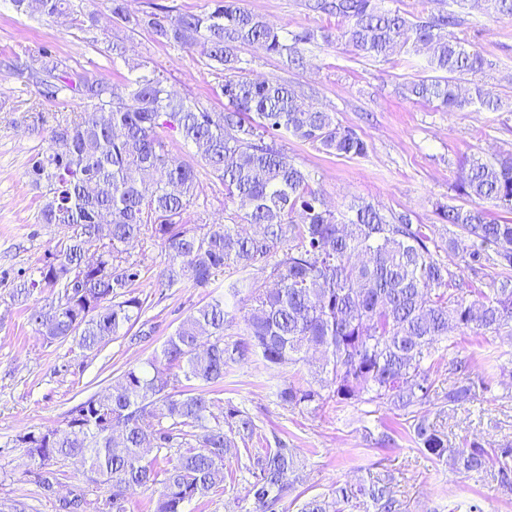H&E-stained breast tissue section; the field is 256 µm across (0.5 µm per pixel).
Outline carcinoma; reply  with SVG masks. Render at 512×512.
Returning <instances> with one entry per match:
<instances>
[{
  "label": "carcinoma",
  "mask_w": 512,
  "mask_h": 512,
  "mask_svg": "<svg viewBox=\"0 0 512 512\" xmlns=\"http://www.w3.org/2000/svg\"><path fill=\"white\" fill-rule=\"evenodd\" d=\"M11 2L18 13L35 3L46 17L68 13L84 23L76 0ZM468 2L512 17V0ZM212 3L204 14L138 19L125 13L123 0H112L111 12L132 31L147 25L169 46H202L209 66L222 73V112L172 97L153 72L129 79L121 95L86 75L69 74L60 61L44 62L38 71L28 64L18 69L39 82L47 100L68 92L86 100L75 118L51 127L50 147L32 157L28 170L44 189L40 223L72 229L38 276H21L13 285L17 299L38 288L57 291L28 317L45 342L71 339L93 352L131 333L137 341L152 336L151 327L134 331L145 299L134 289L141 268L129 253L146 238L164 251L160 280L167 288H208L226 271L250 274L241 338L224 341L232 320L224 298L213 297L179 323L147 366L124 371L105 393L76 407L64 427L20 436V447L39 461L37 484L54 494L59 478L48 465L78 458L89 482L107 486L106 496L91 499L76 485L58 500L57 512H129L128 493L136 486L161 485L155 512H183L185 503L217 494L224 489V452L248 445L258 426L232 406L223 420H212L210 387L231 365L259 355L294 370L279 389L282 405L386 403L404 412L427 458L449 461L461 473L490 471L512 493L511 443L453 446L421 411L434 388L423 362L450 329L476 335L512 329V224L492 221L480 208L438 206L441 223L472 241L462 257L471 272L464 281L438 259L454 238H437L409 215L387 214L366 202L353 205L348 218L328 210L283 141L345 157L365 155L366 141L288 84L248 77L236 53L241 45L256 46L292 69L302 62V46L318 40L343 41L374 59L421 45L427 75L404 86L403 96L435 102L445 112H463L476 102L497 112L502 101L492 91L478 86L473 97L459 91L457 81L479 76L485 65L450 31L461 19L446 12L413 20L382 7L381 0H306L310 11L334 16L342 27L334 34L305 29L287 39L238 0ZM170 131L196 146L206 172L224 186V202L244 210L251 232L241 234L235 224L206 230L187 223L199 171L169 156ZM455 188L512 213V155L471 159ZM92 250L93 262L86 259ZM358 255L367 261H353ZM260 274L273 287L256 284ZM311 352L320 354L325 373L316 387L296 370ZM448 366L462 380L442 392L443 405H465L488 388L484 378L470 377L465 362L453 358ZM274 444L259 454L244 449L254 512H280L297 501L299 512H402L388 474L358 487L338 483L330 502L320 495L301 499L295 449L278 437ZM164 449L176 450L169 468L148 458Z\"/></svg>",
  "instance_id": "carcinoma-1"
}]
</instances>
